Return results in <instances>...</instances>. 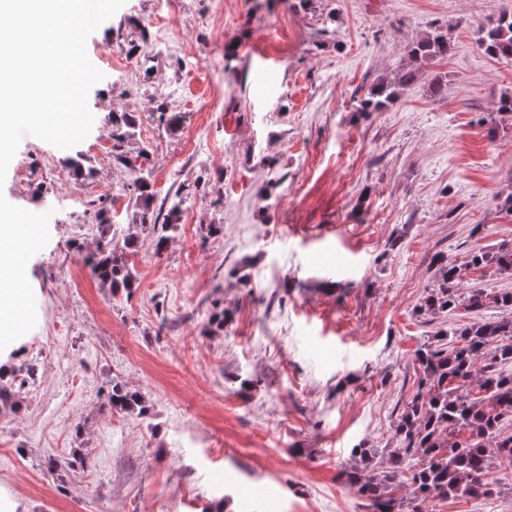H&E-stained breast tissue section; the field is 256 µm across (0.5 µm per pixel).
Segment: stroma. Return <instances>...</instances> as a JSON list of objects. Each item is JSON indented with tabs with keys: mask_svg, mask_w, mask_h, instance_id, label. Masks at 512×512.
Returning <instances> with one entry per match:
<instances>
[{
	"mask_svg": "<svg viewBox=\"0 0 512 512\" xmlns=\"http://www.w3.org/2000/svg\"><path fill=\"white\" fill-rule=\"evenodd\" d=\"M175 2L125 0L89 36L104 75L90 133L67 150L25 137L0 188L50 215L27 265L36 325L0 353L36 370L0 416V493L15 512H367L345 481L350 452L364 443L386 463L417 392L415 350L464 318L419 310L434 257L462 265L475 246L512 244V115L497 111L512 59L477 42L512 0ZM439 26L448 58L396 103L356 111ZM143 52L152 68L128 71ZM162 86L172 131L155 112ZM115 112L137 116L129 149L149 148L156 202L187 198L164 247L102 150ZM102 196L140 241L127 298L79 255L99 244ZM113 379L145 396L146 417L111 412ZM76 448L82 465L46 470ZM498 475L501 492L439 512H512V467Z\"/></svg>",
	"mask_w": 512,
	"mask_h": 512,
	"instance_id": "obj_1",
	"label": "stroma"
}]
</instances>
